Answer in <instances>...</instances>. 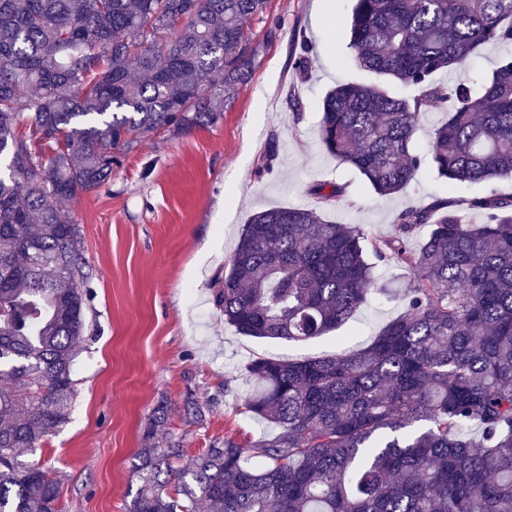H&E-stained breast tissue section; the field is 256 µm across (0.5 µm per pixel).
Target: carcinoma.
Listing matches in <instances>:
<instances>
[{"label":"carcinoma","mask_w":512,"mask_h":512,"mask_svg":"<svg viewBox=\"0 0 512 512\" xmlns=\"http://www.w3.org/2000/svg\"><path fill=\"white\" fill-rule=\"evenodd\" d=\"M269 0H0V512H60L58 483L23 459L69 417L89 273L62 203L110 181L164 129L217 121L277 40ZM349 45L377 82L341 83L318 137L381 197L424 160L448 183L512 176V55L453 84L480 47L512 43V0H356ZM409 89L397 95L388 85ZM453 103L427 150L416 135ZM310 192L342 201L346 187ZM410 205L368 237L299 206L251 216L213 301L238 334L307 341L384 292L377 264L417 272L406 310L355 353L248 366L250 416L274 434L187 456L155 408L129 512H512V198ZM428 233L417 249L408 238ZM207 410L184 402L187 422ZM481 430L477 439L464 434Z\"/></svg>","instance_id":"cac0c4a2"}]
</instances>
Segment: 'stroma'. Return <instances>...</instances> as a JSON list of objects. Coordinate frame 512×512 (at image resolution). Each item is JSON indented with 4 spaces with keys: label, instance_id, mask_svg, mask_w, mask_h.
<instances>
[{
    "label": "stroma",
    "instance_id": "stroma-1",
    "mask_svg": "<svg viewBox=\"0 0 512 512\" xmlns=\"http://www.w3.org/2000/svg\"><path fill=\"white\" fill-rule=\"evenodd\" d=\"M352 8V0H271L268 20L280 37L216 123L185 135L158 132L122 154L108 184L66 202L81 230L92 297L69 419L36 452L61 482V512H126L136 490L132 465L159 404L170 419L157 446L176 436L193 454L227 437L257 440L264 428L244 406L250 361L352 353L404 312L414 273L389 261L374 270L385 296L341 328L344 343L332 334L303 343L237 334L211 290L254 213L306 206L373 237L391 233L398 212L412 204L466 200L491 188L512 196L511 178L491 188L452 187L426 165L405 191L380 197L321 146L325 93L339 82L372 80L352 64L345 28ZM303 52L302 73L290 57ZM272 140L278 152L270 161ZM320 182L345 186L344 200L320 202L310 193ZM189 397L207 409L202 425L183 421Z\"/></svg>",
    "mask_w": 512,
    "mask_h": 512
}]
</instances>
